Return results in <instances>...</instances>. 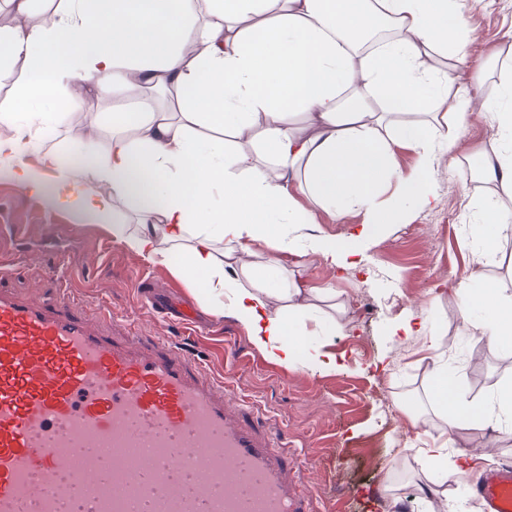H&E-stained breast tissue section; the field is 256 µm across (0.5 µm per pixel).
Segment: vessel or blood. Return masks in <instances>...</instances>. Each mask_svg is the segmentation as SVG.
<instances>
[{
  "instance_id": "b4317fda",
  "label": "vessel or blood",
  "mask_w": 512,
  "mask_h": 512,
  "mask_svg": "<svg viewBox=\"0 0 512 512\" xmlns=\"http://www.w3.org/2000/svg\"><path fill=\"white\" fill-rule=\"evenodd\" d=\"M111 313L0 289V512H310L271 429L191 355L112 339ZM512 512V468L472 480Z\"/></svg>"
}]
</instances>
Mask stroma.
<instances>
[{"label": "stroma", "instance_id": "stroma-1", "mask_svg": "<svg viewBox=\"0 0 512 512\" xmlns=\"http://www.w3.org/2000/svg\"><path fill=\"white\" fill-rule=\"evenodd\" d=\"M463 23L472 38L467 66L441 54L433 63L479 84L483 96L495 97L512 72V61L498 54L504 35L512 32V0H466ZM75 90L76 109L62 111L48 99L30 106L58 117L48 148L66 154L67 141L94 126L100 130L95 148L106 149L113 113L137 111L136 99H114L85 80L77 81ZM493 135L483 118L459 133L434 170L433 204H408L395 224L365 246L367 273L350 271L336 281L317 256L288 259L287 269L306 283H331L337 290L335 317L343 330L326 339L340 362L332 374L270 362L233 317L212 314L167 266L129 252L98 226L79 223L0 180V263L14 269L6 286L44 302L68 289L89 315L105 308L135 335L191 349L225 388L272 423L297 460L292 482L313 494L312 512H482L466 475L442 476L423 460V443L444 428L431 403L430 353L424 337L399 343L391 334L405 310L420 312L429 328L444 333L441 362L449 378L482 404L512 381V350L488 349L474 331L482 311L460 316L451 290L479 267L486 287L512 299V268L504 261L512 254V238L501 241L490 257L474 234L481 214L473 203L496 188L473 166L490 152ZM21 236L26 243L20 251ZM414 416L421 428L412 427ZM491 447L495 464L512 467V416L496 415L483 427L461 432L447 454L455 461L462 451Z\"/></svg>", "mask_w": 512, "mask_h": 512}]
</instances>
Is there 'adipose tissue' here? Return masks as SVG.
I'll list each match as a JSON object with an SVG mask.
<instances>
[{
	"label": "adipose tissue",
	"instance_id": "obj_1",
	"mask_svg": "<svg viewBox=\"0 0 512 512\" xmlns=\"http://www.w3.org/2000/svg\"><path fill=\"white\" fill-rule=\"evenodd\" d=\"M63 2L42 9L37 23L0 27V81L18 63L27 74L13 109L0 113L16 128L0 142V179L168 266L274 363L335 371V354L317 339L335 335L336 320L311 315L307 300L335 299L336 290L285 281L275 257L242 261L249 244L271 240L279 251L316 255L335 273L352 267L356 249L311 233L316 210H366L356 238L369 241L393 220L372 208L384 182L400 181L401 201L431 206V173L452 148L432 135L439 119L459 131L474 114L490 116L501 146L485 157L484 175L512 199V78L484 102L478 87L451 84L430 63L439 50L466 63L464 0ZM382 27L396 37L372 52L351 38ZM78 78L116 96L135 93L144 109L113 113L107 150L77 137L68 143L72 166H58L52 152L29 166L50 120L28 104L78 107ZM253 133L258 148L228 142ZM398 143L418 156L405 177L394 163ZM118 200L134 207L136 223L114 218ZM481 277L473 270L455 293L463 315L480 297L486 318L477 331L494 347L512 337V306L490 290L475 294ZM431 395L447 428L422 454L444 469L446 444L480 418L439 364Z\"/></svg>",
	"mask_w": 512,
	"mask_h": 512
}]
</instances>
